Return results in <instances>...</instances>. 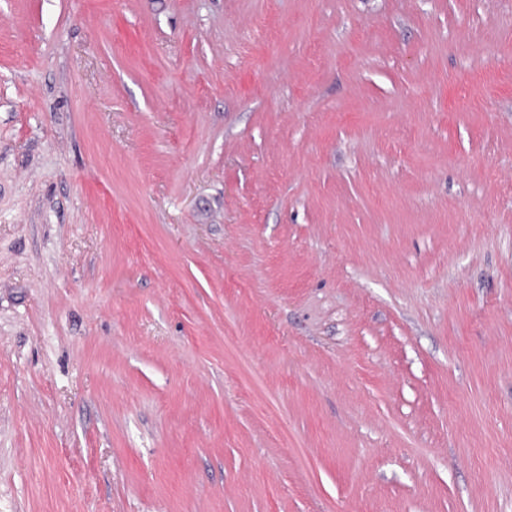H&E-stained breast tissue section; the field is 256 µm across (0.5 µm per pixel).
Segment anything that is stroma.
<instances>
[{"mask_svg":"<svg viewBox=\"0 0 512 512\" xmlns=\"http://www.w3.org/2000/svg\"><path fill=\"white\" fill-rule=\"evenodd\" d=\"M0 512H512V0H0Z\"/></svg>","mask_w":512,"mask_h":512,"instance_id":"35a3bbf8","label":"stroma"}]
</instances>
